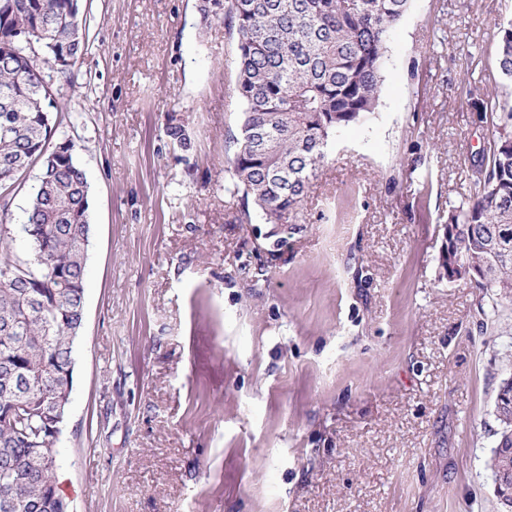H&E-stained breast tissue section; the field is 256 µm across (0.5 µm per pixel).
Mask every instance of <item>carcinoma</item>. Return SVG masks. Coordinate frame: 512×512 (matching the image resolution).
<instances>
[{"instance_id": "obj_1", "label": "carcinoma", "mask_w": 512, "mask_h": 512, "mask_svg": "<svg viewBox=\"0 0 512 512\" xmlns=\"http://www.w3.org/2000/svg\"><path fill=\"white\" fill-rule=\"evenodd\" d=\"M237 33L234 92L243 104L227 169L243 219L255 206L268 224H293L335 136L373 114L391 31L409 0H206ZM70 0H0V197L39 164L20 232L0 210V512H62L56 479L64 421L52 423L73 388V349L85 319L91 224L88 181L68 137L54 138L45 101L51 22L75 59L61 18ZM497 70L512 84V22L497 28ZM474 111L496 136L469 160L471 193L448 210L438 278L478 273L477 286L512 299V96L486 93Z\"/></svg>"}]
</instances>
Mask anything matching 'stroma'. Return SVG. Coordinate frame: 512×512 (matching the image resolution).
Returning a JSON list of instances; mask_svg holds the SVG:
<instances>
[{
  "label": "stroma",
  "mask_w": 512,
  "mask_h": 512,
  "mask_svg": "<svg viewBox=\"0 0 512 512\" xmlns=\"http://www.w3.org/2000/svg\"><path fill=\"white\" fill-rule=\"evenodd\" d=\"M201 5L81 0L87 50L52 79L91 222L70 512H507L487 462L512 302L438 263L512 0H410L376 112L293 224L239 223L224 188L237 34Z\"/></svg>",
  "instance_id": "stroma-1"
}]
</instances>
